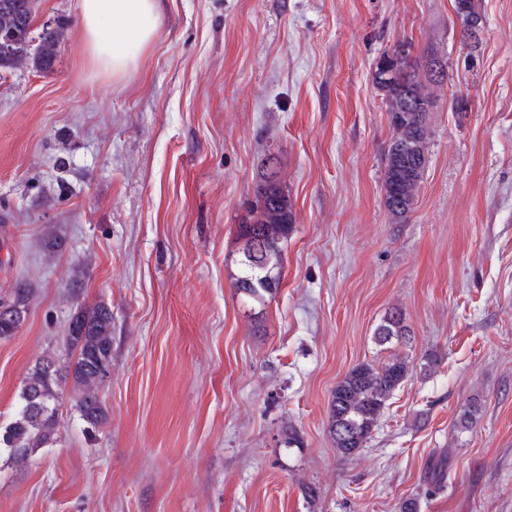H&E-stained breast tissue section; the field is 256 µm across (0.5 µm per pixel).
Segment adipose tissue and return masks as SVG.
Here are the masks:
<instances>
[{"label": "adipose tissue", "mask_w": 512, "mask_h": 512, "mask_svg": "<svg viewBox=\"0 0 512 512\" xmlns=\"http://www.w3.org/2000/svg\"><path fill=\"white\" fill-rule=\"evenodd\" d=\"M86 50L94 66L121 74L152 42L159 0H79Z\"/></svg>", "instance_id": "ef3b65f1"}]
</instances>
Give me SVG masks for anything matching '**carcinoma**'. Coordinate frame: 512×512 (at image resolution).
Segmentation results:
<instances>
[{"label":"carcinoma","instance_id":"carcinoma-1","mask_svg":"<svg viewBox=\"0 0 512 512\" xmlns=\"http://www.w3.org/2000/svg\"><path fill=\"white\" fill-rule=\"evenodd\" d=\"M32 0H0V73L32 66L41 72L52 70L65 29L44 28L32 37L36 11ZM446 78H429L412 56L398 60L394 78L379 85L386 97L396 143L411 133L427 150L431 118L421 111L420 103H435ZM414 163L411 154H385V207L393 224L408 220L418 195L423 173L410 175ZM295 216L280 178L278 165L264 174L254 191L242 224L238 225L242 259L234 286L257 300L274 292L263 287L269 281L280 285L279 268L283 241L288 239ZM29 288L18 285L8 301H0V337L14 335L27 315ZM412 331L398 309L390 310L375 330L380 345L411 342ZM67 344L71 354L65 366L52 357L38 360L25 377L20 405L13 421L0 427V448L18 466L27 464L36 449L51 441L59 428L57 403L60 391L72 382L80 417L92 426L102 424L106 411L99 396L104 369L112 363V311L103 304L82 307L75 312L68 327ZM410 362L393 356L377 366L359 363L346 372L331 393L329 433L337 453L352 458L366 447L393 392L409 376ZM480 410V400L472 398L461 413L458 424L469 428Z\"/></svg>","mask_w":512,"mask_h":512}]
</instances>
